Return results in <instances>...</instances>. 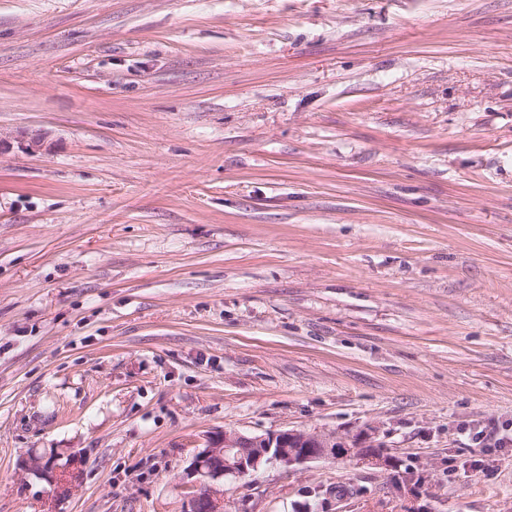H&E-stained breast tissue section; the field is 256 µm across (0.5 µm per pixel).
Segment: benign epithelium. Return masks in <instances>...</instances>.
<instances>
[{
    "label": "benign epithelium",
    "mask_w": 512,
    "mask_h": 512,
    "mask_svg": "<svg viewBox=\"0 0 512 512\" xmlns=\"http://www.w3.org/2000/svg\"><path fill=\"white\" fill-rule=\"evenodd\" d=\"M353 454L372 465L383 462L376 445L355 448L345 441L298 430L260 435L226 430L200 449L187 469V475L195 478L196 486L191 512H224V500L214 490L213 483L227 475L244 477L271 462L289 468L314 460L347 458Z\"/></svg>",
    "instance_id": "obj_1"
}]
</instances>
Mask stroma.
<instances>
[{
  "label": "stroma",
  "mask_w": 512,
  "mask_h": 512,
  "mask_svg": "<svg viewBox=\"0 0 512 512\" xmlns=\"http://www.w3.org/2000/svg\"><path fill=\"white\" fill-rule=\"evenodd\" d=\"M0 138V512H512V0H0ZM355 447L336 438L298 430L260 435L224 431L194 455L187 469V475L196 478L197 488L190 512L224 511V500L214 490L213 483L227 475L247 476L266 463L276 462L289 468L309 461L356 454L371 465L382 464L383 457L378 450L383 448L381 445Z\"/></svg>",
  "instance_id": "35a3bbf8"
}]
</instances>
